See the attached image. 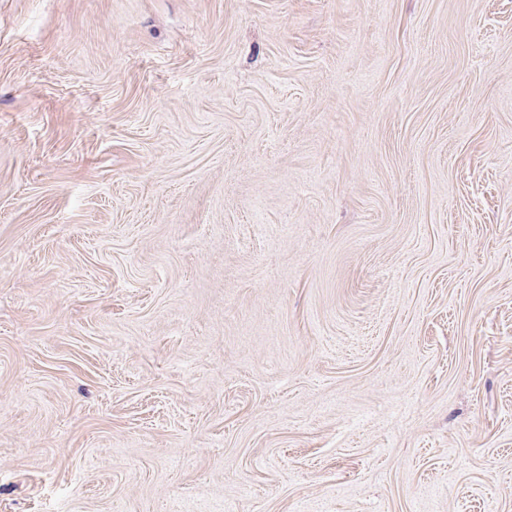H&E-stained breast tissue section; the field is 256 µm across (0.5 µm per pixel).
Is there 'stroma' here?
I'll return each instance as SVG.
<instances>
[{"mask_svg": "<svg viewBox=\"0 0 512 512\" xmlns=\"http://www.w3.org/2000/svg\"><path fill=\"white\" fill-rule=\"evenodd\" d=\"M0 512H512V0H0Z\"/></svg>", "mask_w": 512, "mask_h": 512, "instance_id": "35a3bbf8", "label": "stroma"}]
</instances>
